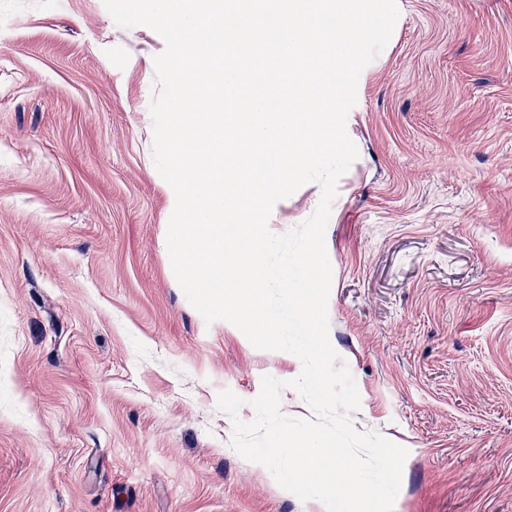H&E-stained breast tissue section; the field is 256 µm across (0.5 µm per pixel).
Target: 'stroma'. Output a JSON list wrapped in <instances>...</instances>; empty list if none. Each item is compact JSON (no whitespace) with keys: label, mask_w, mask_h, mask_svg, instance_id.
<instances>
[{"label":"stroma","mask_w":512,"mask_h":512,"mask_svg":"<svg viewBox=\"0 0 512 512\" xmlns=\"http://www.w3.org/2000/svg\"><path fill=\"white\" fill-rule=\"evenodd\" d=\"M325 246L349 412L393 512H512V0H396ZM104 0H0V512H307L232 447L283 352L205 323L163 249L154 57ZM276 204L283 233L316 210Z\"/></svg>","instance_id":"stroma-1"}]
</instances>
